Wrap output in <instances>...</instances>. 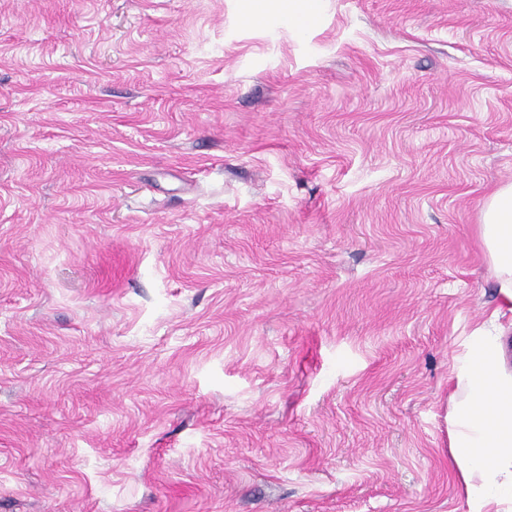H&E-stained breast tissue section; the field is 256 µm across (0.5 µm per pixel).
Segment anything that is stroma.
I'll return each mask as SVG.
<instances>
[{
	"mask_svg": "<svg viewBox=\"0 0 512 512\" xmlns=\"http://www.w3.org/2000/svg\"><path fill=\"white\" fill-rule=\"evenodd\" d=\"M512 0H0V512H467Z\"/></svg>",
	"mask_w": 512,
	"mask_h": 512,
	"instance_id": "stroma-1",
	"label": "stroma"
}]
</instances>
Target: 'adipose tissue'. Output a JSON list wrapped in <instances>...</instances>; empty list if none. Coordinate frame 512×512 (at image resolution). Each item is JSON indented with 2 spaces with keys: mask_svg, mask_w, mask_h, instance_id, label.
Wrapping results in <instances>:
<instances>
[{
  "mask_svg": "<svg viewBox=\"0 0 512 512\" xmlns=\"http://www.w3.org/2000/svg\"><path fill=\"white\" fill-rule=\"evenodd\" d=\"M478 234L501 302L454 356L449 447L468 512H512V183L485 199Z\"/></svg>",
  "mask_w": 512,
  "mask_h": 512,
  "instance_id": "ef3b65f1",
  "label": "adipose tissue"
}]
</instances>
